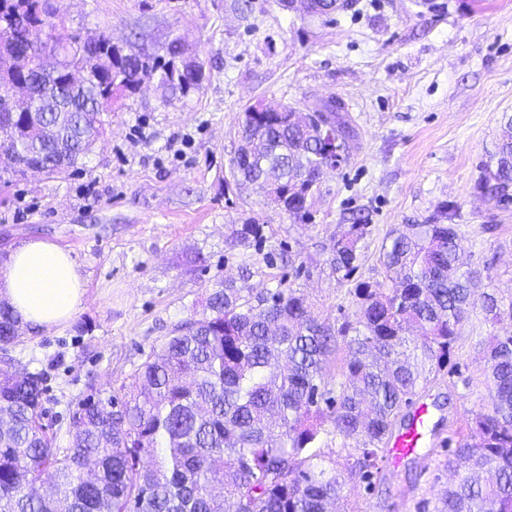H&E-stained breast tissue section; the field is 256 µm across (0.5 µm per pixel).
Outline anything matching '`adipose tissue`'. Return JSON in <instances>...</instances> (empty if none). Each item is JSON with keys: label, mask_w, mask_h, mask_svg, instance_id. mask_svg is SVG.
Instances as JSON below:
<instances>
[{"label": "adipose tissue", "mask_w": 512, "mask_h": 512, "mask_svg": "<svg viewBox=\"0 0 512 512\" xmlns=\"http://www.w3.org/2000/svg\"><path fill=\"white\" fill-rule=\"evenodd\" d=\"M85 282L68 251L41 239L12 249L0 264V298L33 328L50 331L79 311Z\"/></svg>", "instance_id": "adipose-tissue-1"}]
</instances>
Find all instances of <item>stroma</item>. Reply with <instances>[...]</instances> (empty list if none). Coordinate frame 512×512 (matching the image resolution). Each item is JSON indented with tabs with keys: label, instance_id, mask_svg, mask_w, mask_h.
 I'll return each mask as SVG.
<instances>
[{
	"label": "stroma",
	"instance_id": "1",
	"mask_svg": "<svg viewBox=\"0 0 512 512\" xmlns=\"http://www.w3.org/2000/svg\"><path fill=\"white\" fill-rule=\"evenodd\" d=\"M52 0L65 32L105 33L125 50L162 54L184 36L205 65L199 89L168 99L156 84L120 98L106 131L79 169L16 180L0 173V252L40 237L67 250L86 284L64 327L23 328L10 353L42 372L44 422L66 447L70 417L88 390L101 399L169 335L200 311L209 288L231 280L260 293L296 288L311 314L343 321L355 310L328 259L352 211L368 215L363 280H385L380 248L392 230L421 224L448 204L475 294L512 296V207L475 189L503 113H512V0H353L351 9L310 17L278 0ZM341 99L358 133L349 161L327 173L309 222L268 205L240 184L230 163L247 105L313 109ZM262 224L263 250L236 246L246 220ZM481 309L463 323L457 371L441 373L422 399L434 434L418 456L382 467L374 490L352 483L346 512H436L456 472L447 441L488 411L481 344L496 333Z\"/></svg>",
	"mask_w": 512,
	"mask_h": 512
}]
</instances>
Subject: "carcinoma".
Wrapping results in <instances>:
<instances>
[{"instance_id": "carcinoma-1", "label": "carcinoma", "mask_w": 512, "mask_h": 512, "mask_svg": "<svg viewBox=\"0 0 512 512\" xmlns=\"http://www.w3.org/2000/svg\"><path fill=\"white\" fill-rule=\"evenodd\" d=\"M306 13L347 9L305 0ZM51 0H0V39L26 44L30 25L47 28L61 56L52 69L0 76L3 172L37 167L62 174L91 152L112 99L155 80L172 95L197 89L182 69L179 37L166 55L123 54L108 35L79 43L60 33ZM244 110L255 142L238 164L244 181L261 180L289 216L312 218L314 188L326 162L318 134L286 112ZM344 151L357 134L333 113ZM476 189L512 204V114L503 115L495 152L479 165ZM368 216L351 217L329 260L338 283L358 270ZM263 226L248 221L237 246L261 245ZM462 249L453 224H405L390 233L380 262L389 285L356 284L353 317L331 325L312 318L294 288L244 295L231 283L208 291L203 312L177 324L108 402L91 392L72 416V439L53 446L40 419L45 379L16 373L8 348L21 320L0 299V512H331L350 481L372 485L386 440L403 407L430 377L448 368L471 302L458 274ZM486 319L501 326L483 346L491 409L456 441L448 467L464 470L438 512H512V302L484 295ZM344 351L341 380H325L328 358ZM355 441L347 475L313 451L323 424Z\"/></svg>"}]
</instances>
